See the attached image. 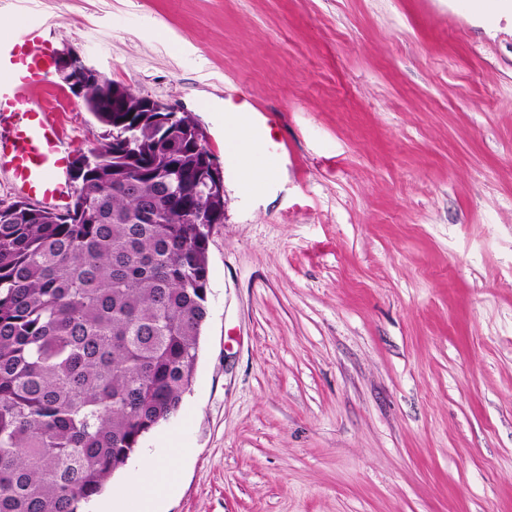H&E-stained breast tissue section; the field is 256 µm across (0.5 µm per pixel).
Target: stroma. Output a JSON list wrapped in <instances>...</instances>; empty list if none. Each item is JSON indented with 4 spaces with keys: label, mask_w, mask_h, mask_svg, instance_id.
Masks as SVG:
<instances>
[{
    "label": "stroma",
    "mask_w": 512,
    "mask_h": 512,
    "mask_svg": "<svg viewBox=\"0 0 512 512\" xmlns=\"http://www.w3.org/2000/svg\"><path fill=\"white\" fill-rule=\"evenodd\" d=\"M224 174L162 512H512V0H0ZM54 75L72 155L104 129ZM274 114L242 190L224 100Z\"/></svg>",
    "instance_id": "1"
}]
</instances>
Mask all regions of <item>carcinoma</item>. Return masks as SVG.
I'll return each instance as SVG.
<instances>
[{"mask_svg":"<svg viewBox=\"0 0 512 512\" xmlns=\"http://www.w3.org/2000/svg\"><path fill=\"white\" fill-rule=\"evenodd\" d=\"M83 100L106 137L72 205L0 211V512H82L179 411L207 318L204 135L106 78Z\"/></svg>","mask_w":512,"mask_h":512,"instance_id":"1","label":"carcinoma"}]
</instances>
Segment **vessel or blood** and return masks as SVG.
<instances>
[{
	"instance_id": "1",
	"label": "vessel or blood",
	"mask_w": 512,
	"mask_h": 512,
	"mask_svg": "<svg viewBox=\"0 0 512 512\" xmlns=\"http://www.w3.org/2000/svg\"><path fill=\"white\" fill-rule=\"evenodd\" d=\"M56 54L48 25L22 20L0 34V172L30 200L65 209L73 193L71 152L38 91L50 84Z\"/></svg>"
}]
</instances>
